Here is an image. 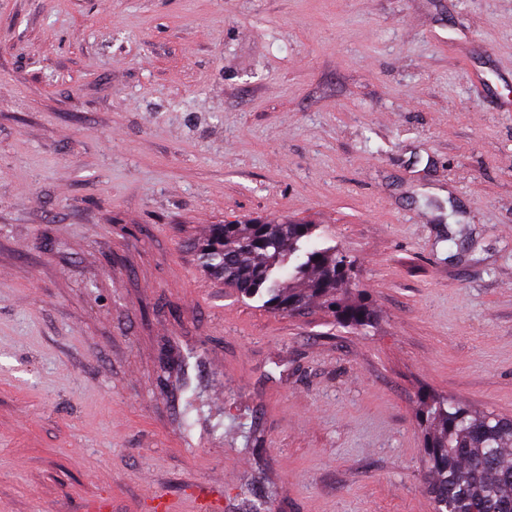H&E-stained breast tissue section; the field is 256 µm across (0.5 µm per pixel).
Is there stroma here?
I'll return each instance as SVG.
<instances>
[{
	"instance_id": "stroma-1",
	"label": "stroma",
	"mask_w": 512,
	"mask_h": 512,
	"mask_svg": "<svg viewBox=\"0 0 512 512\" xmlns=\"http://www.w3.org/2000/svg\"><path fill=\"white\" fill-rule=\"evenodd\" d=\"M512 0H0V512H434L512 417ZM283 217L373 327L205 271ZM419 419L435 512H512V418L426 396Z\"/></svg>"
}]
</instances>
